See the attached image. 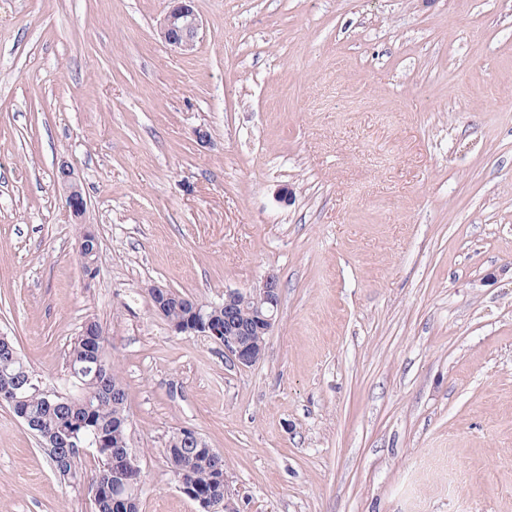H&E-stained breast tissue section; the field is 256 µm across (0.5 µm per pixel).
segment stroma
I'll list each match as a JSON object with an SVG mask.
<instances>
[{"mask_svg": "<svg viewBox=\"0 0 512 512\" xmlns=\"http://www.w3.org/2000/svg\"><path fill=\"white\" fill-rule=\"evenodd\" d=\"M167 9L0 0V336L66 393L98 322L140 512H200L167 463L183 427L238 512H512V0H196L190 54ZM269 274L248 368L148 292ZM96 467L60 479L0 402V512H96ZM172 7L160 22V35L174 50L192 53L202 22L194 8L195 0H169ZM55 180L64 193L66 205L72 216L82 227L79 237V253L82 258L84 269L90 275L93 273L94 261L98 252V237L91 224H83L87 211V200L83 196L82 189L76 179L74 170L67 162H61L55 173ZM94 247L91 249V245ZM94 257L91 258V255Z\"/></svg>", "mask_w": 512, "mask_h": 512, "instance_id": "1", "label": "stroma"}]
</instances>
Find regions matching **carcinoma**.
Instances as JSON below:
<instances>
[{
  "instance_id": "1",
  "label": "carcinoma",
  "mask_w": 512,
  "mask_h": 512,
  "mask_svg": "<svg viewBox=\"0 0 512 512\" xmlns=\"http://www.w3.org/2000/svg\"><path fill=\"white\" fill-rule=\"evenodd\" d=\"M89 349L84 337L79 335L71 343L67 362L74 378L77 393L67 405L50 408L51 396L33 390L27 393L29 413L35 415L41 430L47 433L72 432L76 436L91 429L106 440L102 448L96 449L97 469L90 485L97 486L102 495L98 498V512H114L113 501L121 500L128 504L129 512H139L141 483H131L116 470L114 463L122 457L126 431L116 426L127 416L126 393L122 381L109 366L104 365L97 374H82L77 367L88 360ZM89 392L98 394L92 402L93 411H88L83 395ZM170 468L183 474L187 483L200 494L216 501H224V478L227 477L224 459L212 455L205 448H186L181 444L180 432H175L169 440L167 450ZM86 452L70 448L61 457H50L51 464L74 478L83 474Z\"/></svg>"
}]
</instances>
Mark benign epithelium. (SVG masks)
Instances as JSON below:
<instances>
[{"mask_svg": "<svg viewBox=\"0 0 512 512\" xmlns=\"http://www.w3.org/2000/svg\"><path fill=\"white\" fill-rule=\"evenodd\" d=\"M172 7L160 22V35L173 49L184 54L193 52L198 40L202 22L194 8V0H170ZM55 180L64 193L66 205L78 224L82 225L79 237L80 257L87 273H93L94 259L91 255L98 252V237L90 224L83 223L87 211V200L76 179L74 170L63 161L55 173ZM190 309L189 317L184 321L170 323L178 334L207 336L224 343V355L241 368L251 367L262 357L264 348L243 340L251 331L257 334H270L277 321L281 297L280 285L274 275H268L253 288L241 292L224 293V318L209 311V306L202 305L188 295L182 296ZM252 303V313L248 324L233 321L239 303ZM23 383L17 378L3 374L0 376V401L7 402L15 415L29 429L37 428L23 406L24 398L19 396ZM180 489L193 501L197 502L201 512H215L217 505L208 497L199 495L188 486L181 477H176Z\"/></svg>", "mask_w": 512, "mask_h": 512, "instance_id": "obj_1", "label": "benign epithelium"}]
</instances>
